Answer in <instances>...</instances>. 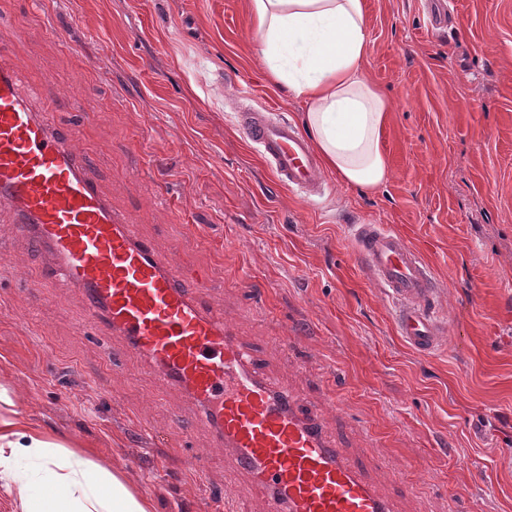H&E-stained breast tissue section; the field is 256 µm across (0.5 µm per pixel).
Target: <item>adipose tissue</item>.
I'll use <instances>...</instances> for the list:
<instances>
[{
	"instance_id": "ef3b65f1",
	"label": "adipose tissue",
	"mask_w": 512,
	"mask_h": 512,
	"mask_svg": "<svg viewBox=\"0 0 512 512\" xmlns=\"http://www.w3.org/2000/svg\"><path fill=\"white\" fill-rule=\"evenodd\" d=\"M261 61L279 88L307 101L303 125L338 179L366 192L391 167L382 145L391 103L367 78L364 0H246ZM41 497H33V485ZM0 496L10 512H154L122 473L50 439L0 385Z\"/></svg>"
}]
</instances>
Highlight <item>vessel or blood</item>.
<instances>
[{
    "label": "vessel or blood",
    "instance_id": "obj_1",
    "mask_svg": "<svg viewBox=\"0 0 512 512\" xmlns=\"http://www.w3.org/2000/svg\"><path fill=\"white\" fill-rule=\"evenodd\" d=\"M0 46V206L19 233L48 246L62 287L85 300V325L120 336L152 370L202 410L218 446L269 512H393L361 466L274 380L260 375L228 317L207 307L176 255L159 254L113 210L81 165L74 128H52L34 112L23 79ZM242 126L282 185L305 196L325 187L300 130L264 109ZM354 250L398 306V333L416 352L443 345L438 289L421 253L381 224H359Z\"/></svg>",
    "mask_w": 512,
    "mask_h": 512
}]
</instances>
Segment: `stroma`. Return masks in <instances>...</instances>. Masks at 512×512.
<instances>
[{"label": "stroma", "mask_w": 512, "mask_h": 512, "mask_svg": "<svg viewBox=\"0 0 512 512\" xmlns=\"http://www.w3.org/2000/svg\"><path fill=\"white\" fill-rule=\"evenodd\" d=\"M365 5L392 176L364 193L330 172L313 201L279 184L239 123L243 88L275 121L307 109L269 82L243 0H0V43L36 109L77 126L113 208L207 274L204 300L395 512H512V0H451L437 34L422 0ZM358 224L429 263L448 325L437 354L401 340L350 245ZM51 261L0 211V378L17 411L124 473L155 512H216L226 489L255 512L201 410L121 338L84 329L83 297Z\"/></svg>", "instance_id": "1"}]
</instances>
